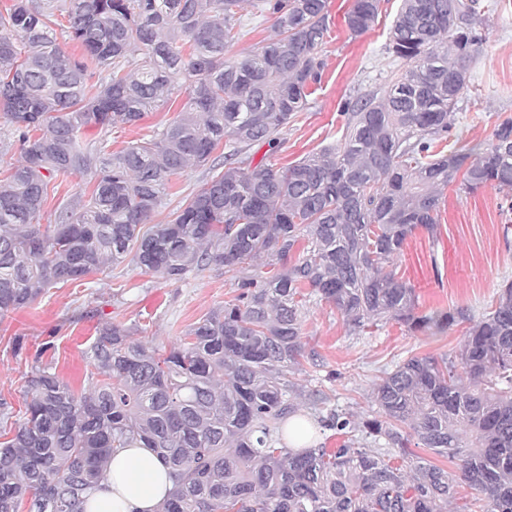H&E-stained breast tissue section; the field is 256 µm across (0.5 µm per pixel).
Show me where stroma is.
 <instances>
[{"instance_id": "stroma-1", "label": "stroma", "mask_w": 512, "mask_h": 512, "mask_svg": "<svg viewBox=\"0 0 512 512\" xmlns=\"http://www.w3.org/2000/svg\"><path fill=\"white\" fill-rule=\"evenodd\" d=\"M400 4L383 0L374 30L353 38L344 22L353 0H329L331 32L322 52V81L307 110L283 131L277 149L261 144L249 148L254 162L282 167L338 144L344 101L385 87L398 66L386 42ZM487 36L470 68L469 90L458 103L451 131L452 140L470 147L487 142L498 120L512 116V0H498L488 15ZM185 100L182 93L172 96L132 126L107 132L89 128L85 140L92 145L107 141L112 152L149 140L178 116ZM223 161L219 148L209 165L172 176L170 194L152 215V223L173 221L209 180L212 166ZM511 206L512 197L494 187L468 195L449 184L437 237L416 231L394 264L399 277L414 286L419 312L463 309L478 319L489 311L501 284L512 281V233L504 231L505 212ZM234 294L233 280L215 266L170 282L124 263L85 281L49 289L28 306L0 316V400L10 407L9 418H0V442L12 438L25 416V376L35 362L51 365L75 389H83L94 370L86 351L100 323L137 327V340L166 350ZM463 331L460 325L442 333L411 331L383 321L353 335L332 305L313 298L305 308L302 334L324 368L298 371L291 379L303 390L323 388L333 408L359 418L371 412L370 393L384 372L413 355L455 358Z\"/></svg>"}]
</instances>
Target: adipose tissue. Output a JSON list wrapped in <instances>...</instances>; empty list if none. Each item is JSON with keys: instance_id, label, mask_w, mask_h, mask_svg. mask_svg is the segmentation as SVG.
<instances>
[{"instance_id": "obj_1", "label": "adipose tissue", "mask_w": 512, "mask_h": 512, "mask_svg": "<svg viewBox=\"0 0 512 512\" xmlns=\"http://www.w3.org/2000/svg\"><path fill=\"white\" fill-rule=\"evenodd\" d=\"M173 488L170 470L150 448L115 452L85 512H156Z\"/></svg>"}]
</instances>
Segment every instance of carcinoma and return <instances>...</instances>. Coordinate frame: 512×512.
Listing matches in <instances>:
<instances>
[{"mask_svg": "<svg viewBox=\"0 0 512 512\" xmlns=\"http://www.w3.org/2000/svg\"><path fill=\"white\" fill-rule=\"evenodd\" d=\"M244 0H11L0 12V114L22 163L0 179V315L59 284L126 261L180 281L212 266L236 295L160 352L136 329L103 322L87 356L101 379L78 393L50 366L27 380L25 417L0 446V512H84L114 452L152 448L170 468L158 512H448L455 479L414 456L458 462L480 512H512V281L480 319L417 312L393 269L414 232L436 236L443 190L512 192V116L485 148H450L469 68L487 42L479 0H401L388 53L404 61L381 91L345 101L340 143L287 167L241 157L280 145L325 66L327 0H252L272 35L236 57ZM381 0H354L345 23L373 29ZM66 19L82 55L49 31ZM108 68L92 81L89 64ZM157 137L105 153L85 129L133 125L180 91ZM213 175L168 224L148 225L170 177ZM93 181L58 222L40 224L50 184ZM336 308L348 332L394 320L411 331L468 327L455 359L412 356L373 385L374 416L318 417L344 437L297 452L280 425L297 415L287 373L321 367L301 336L307 298ZM385 440L386 447L369 443Z\"/></svg>", "mask_w": 512, "mask_h": 512, "instance_id": "1", "label": "carcinoma"}]
</instances>
